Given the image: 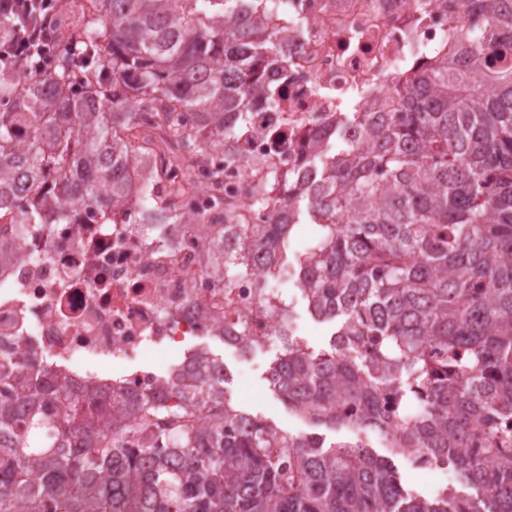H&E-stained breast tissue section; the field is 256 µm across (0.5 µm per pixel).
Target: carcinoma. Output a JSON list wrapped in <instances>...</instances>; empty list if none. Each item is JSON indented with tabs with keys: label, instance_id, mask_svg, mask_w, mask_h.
Here are the masks:
<instances>
[{
	"label": "carcinoma",
	"instance_id": "carcinoma-1",
	"mask_svg": "<svg viewBox=\"0 0 512 512\" xmlns=\"http://www.w3.org/2000/svg\"><path fill=\"white\" fill-rule=\"evenodd\" d=\"M464 2L512 56V9ZM272 3L88 0L63 51L0 55V210L46 224L91 207L107 224L122 202L161 209L156 185L180 192L194 152L224 151L260 93L274 101L257 64L280 56L261 20ZM48 19L0 0V46ZM481 55L449 46L396 112L347 106L310 137L308 174L272 175L284 189L273 222L242 220L213 251L224 287L261 252L266 276L288 278L307 314L334 325L316 349L292 337L283 304L284 352L267 375L279 401L313 428L377 432L388 455L239 409L206 349L169 391L177 408L92 389L54 419L48 404L66 389L19 378L18 404L0 406V438L16 443L0 446V512H512V61L485 70ZM173 102L161 163L142 175L145 144L127 130ZM304 221L313 244L292 251ZM101 423L124 439L99 437ZM408 448L450 465L453 481L429 498L406 489L394 459Z\"/></svg>",
	"mask_w": 512,
	"mask_h": 512
}]
</instances>
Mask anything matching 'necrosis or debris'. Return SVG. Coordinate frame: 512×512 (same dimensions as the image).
Returning a JSON list of instances; mask_svg holds the SVG:
<instances>
[{
	"instance_id": "1",
	"label": "necrosis or debris",
	"mask_w": 512,
	"mask_h": 512,
	"mask_svg": "<svg viewBox=\"0 0 512 512\" xmlns=\"http://www.w3.org/2000/svg\"><path fill=\"white\" fill-rule=\"evenodd\" d=\"M463 0H280L267 15L284 29L285 64L266 72L274 105L253 107L231 150L234 163L209 156L185 194L169 197L177 224L149 223L140 205L100 223L87 209L66 223L17 224L0 214V405L16 400V379L40 374L75 393L95 387L150 396L176 384L195 364L192 341L250 334L269 341L281 320L285 280L265 278L261 259L225 285L214 265L212 237L187 218L209 213L215 225L272 221L282 196L271 172L302 168L309 136L359 101L364 110L393 109L397 92L467 36ZM224 173V209L213 210L212 174ZM263 191L267 202L254 204ZM180 346L181 360L160 369L153 353Z\"/></svg>"
}]
</instances>
